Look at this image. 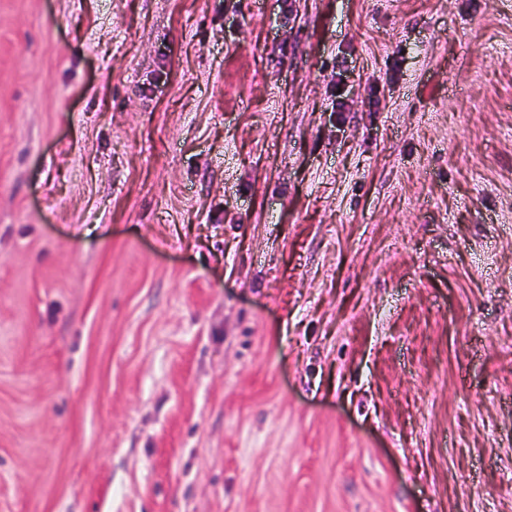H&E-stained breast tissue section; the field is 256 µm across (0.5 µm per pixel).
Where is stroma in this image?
<instances>
[{
  "instance_id": "obj_1",
  "label": "stroma",
  "mask_w": 512,
  "mask_h": 512,
  "mask_svg": "<svg viewBox=\"0 0 512 512\" xmlns=\"http://www.w3.org/2000/svg\"><path fill=\"white\" fill-rule=\"evenodd\" d=\"M0 512H512V0H0Z\"/></svg>"
}]
</instances>
